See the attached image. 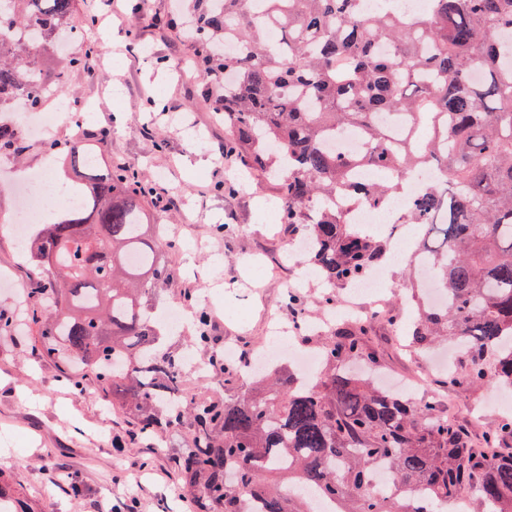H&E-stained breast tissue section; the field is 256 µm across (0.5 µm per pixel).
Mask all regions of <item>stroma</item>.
Returning <instances> with one entry per match:
<instances>
[{"label":"stroma","mask_w":512,"mask_h":512,"mask_svg":"<svg viewBox=\"0 0 512 512\" xmlns=\"http://www.w3.org/2000/svg\"><path fill=\"white\" fill-rule=\"evenodd\" d=\"M174 0H114L99 5V22L90 23L86 0H77V15L86 23L84 43L74 53L93 49V65L70 73L61 99L96 100L84 117V135L99 143L104 165L141 169L155 197L142 206L152 223L181 225L170 238L164 259L170 280L156 283L152 307L196 306L213 280H223L218 312L210 320L215 345L226 336L255 346L263 341L265 313L287 318L283 307L286 276L284 227L266 214L262 202L273 201L275 189L264 180L233 178L238 159L220 156L226 132L215 118L216 106L205 97V83L176 72L190 57L186 31L169 27ZM156 24H148V17ZM164 98L163 111L152 110ZM223 168L196 165L197 157ZM172 198L170 209L156 197ZM17 210L12 193L0 188V275L11 287L0 288V313L20 316L19 326L0 333V490L11 499L12 512H117L137 498L139 512H184L189 493L175 475L174 459L185 447L184 433L157 434L163 446L133 436L134 426L118 415H106L107 400L94 378L72 384L64 365L46 356L33 340L35 327L26 319L37 286L36 264L21 255L4 226ZM233 225L232 235L217 223ZM277 268L260 277L258 264ZM368 345L378 357L377 371L405 379L419 363L414 351L398 349L385 321L368 329ZM449 417L480 433L495 423L512 391L477 388L448 396ZM75 477L83 491L71 493L64 476Z\"/></svg>","instance_id":"35a3bbf8"}]
</instances>
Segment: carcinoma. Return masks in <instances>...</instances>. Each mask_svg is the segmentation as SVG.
<instances>
[{
	"mask_svg": "<svg viewBox=\"0 0 512 512\" xmlns=\"http://www.w3.org/2000/svg\"><path fill=\"white\" fill-rule=\"evenodd\" d=\"M192 0L183 13L206 98L220 105L227 150L247 170L276 180L281 223L311 243L307 259L333 287L367 274L385 258L382 241L329 202L342 190L373 207L405 194L400 224L423 235L413 254L446 294L416 308L411 343L439 337L463 344L445 386L512 387V0H431L428 14L366 18L359 0ZM75 0H0V112L16 100L38 109L63 90L78 56L52 74L43 62L78 31ZM282 38L271 43L268 31ZM408 127L400 146L376 116ZM362 131L366 148L339 154L344 128ZM23 135L0 122V148ZM80 203L52 215L33 240L48 312L37 342L93 375L112 409L151 440L157 429L189 425L191 445L175 459L196 512H313L310 493L347 504L345 512H435L463 492L473 512H512V416L483 430L473 448L466 430L432 402L415 404L343 371L366 356V329L340 323L321 337L323 368L308 387L273 368L268 386L223 402L165 400L179 393L183 358L161 347V321L147 308L152 283L172 277L162 238L139 200L151 193L129 169L100 170L98 147L52 145ZM433 168L435 187L412 180ZM208 316L196 315L195 345L211 347ZM393 486L381 496L374 462Z\"/></svg>",
	"mask_w": 512,
	"mask_h": 512,
	"instance_id": "1",
	"label": "carcinoma"
}]
</instances>
